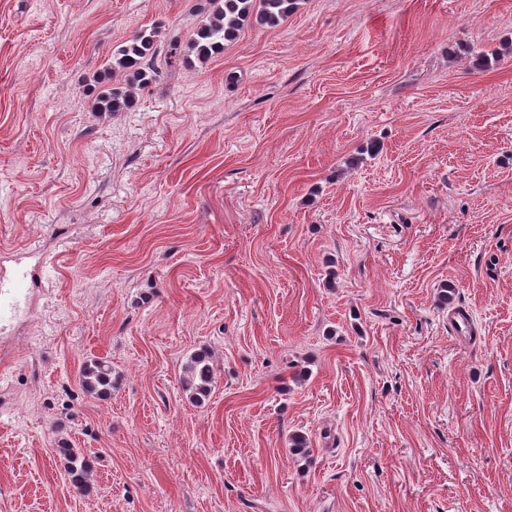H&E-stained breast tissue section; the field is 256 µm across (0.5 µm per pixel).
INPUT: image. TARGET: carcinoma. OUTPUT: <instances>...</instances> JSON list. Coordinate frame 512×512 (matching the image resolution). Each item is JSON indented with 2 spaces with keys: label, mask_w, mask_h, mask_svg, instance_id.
I'll use <instances>...</instances> for the list:
<instances>
[{
  "label": "carcinoma",
  "mask_w": 512,
  "mask_h": 512,
  "mask_svg": "<svg viewBox=\"0 0 512 512\" xmlns=\"http://www.w3.org/2000/svg\"><path fill=\"white\" fill-rule=\"evenodd\" d=\"M300 0H204L200 20L186 37L161 22L134 32L112 48L107 70L116 78L101 86L94 100L96 111L117 117L134 111L140 94L157 81L165 68L179 57H194L205 66L211 58L224 52V45L236 40L239 31L255 21L273 28L299 8ZM214 379L210 354L200 352L185 366L183 385L190 397L197 399L210 392ZM82 390L94 398L112 393V361L91 359L79 371ZM64 460L70 484L89 496L96 489L93 465L78 448L66 442L54 449Z\"/></svg>",
  "instance_id": "carcinoma-1"
}]
</instances>
